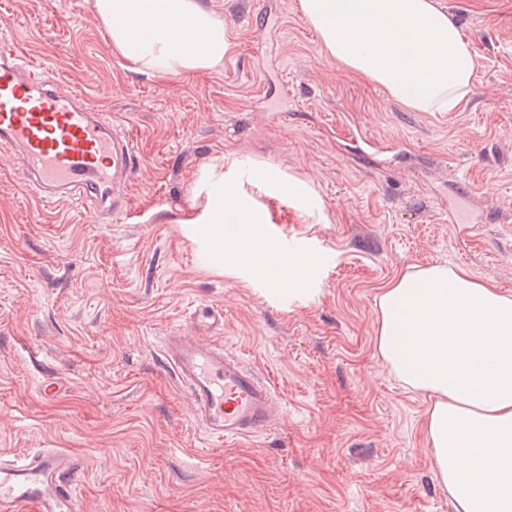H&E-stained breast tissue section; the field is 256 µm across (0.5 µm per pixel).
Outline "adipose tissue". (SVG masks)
<instances>
[{"instance_id": "ef3b65f1", "label": "adipose tissue", "mask_w": 512, "mask_h": 512, "mask_svg": "<svg viewBox=\"0 0 512 512\" xmlns=\"http://www.w3.org/2000/svg\"><path fill=\"white\" fill-rule=\"evenodd\" d=\"M112 51L133 70L178 78L215 70L233 46L209 0H91ZM324 57L381 87L412 112H455L471 95L476 55L437 0H298ZM255 180L279 199L315 205L306 180L271 166ZM196 192V239L211 267L264 268L273 293L296 292L314 265L271 246L265 210L210 166ZM239 227L224 235L225 223ZM379 355L425 393L429 453L455 512H512V296L461 270L431 265L390 281L377 301Z\"/></svg>"}]
</instances>
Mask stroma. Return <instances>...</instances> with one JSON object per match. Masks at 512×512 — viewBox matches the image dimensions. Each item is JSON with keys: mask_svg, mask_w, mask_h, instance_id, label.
<instances>
[{"mask_svg": "<svg viewBox=\"0 0 512 512\" xmlns=\"http://www.w3.org/2000/svg\"><path fill=\"white\" fill-rule=\"evenodd\" d=\"M476 53L457 112H412L326 59L297 0H215L233 36L218 70L139 73L86 0H0V28L61 73L133 141L130 211L40 206L0 155V456L84 455V512H453L429 456L427 394L375 344L376 300L415 266L444 264L512 295V0H439ZM267 205L297 251H320L302 291L209 267L186 219L200 172ZM307 178L302 212L249 180ZM474 195L472 230L448 221ZM223 307L198 327L195 307ZM223 341L285 412L267 433L206 447L160 359L171 331ZM54 377L58 390L41 384Z\"/></svg>", "mask_w": 512, "mask_h": 512, "instance_id": "1", "label": "stroma"}]
</instances>
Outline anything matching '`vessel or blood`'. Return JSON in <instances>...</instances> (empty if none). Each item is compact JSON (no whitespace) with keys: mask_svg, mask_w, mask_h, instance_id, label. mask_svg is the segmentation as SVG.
Returning a JSON list of instances; mask_svg holds the SVG:
<instances>
[{"mask_svg":"<svg viewBox=\"0 0 512 512\" xmlns=\"http://www.w3.org/2000/svg\"><path fill=\"white\" fill-rule=\"evenodd\" d=\"M0 152L23 185L45 203L86 199L126 214L135 170L131 139L78 91L58 88L55 71L25 57L0 36ZM162 356L187 392L204 435L217 441L271 428L282 408L269 382L223 343L167 336ZM85 459L48 448L0 461V512H83L74 484Z\"/></svg>","mask_w":512,"mask_h":512,"instance_id":"vessel-or-blood-1","label":"vessel or blood"}]
</instances>
